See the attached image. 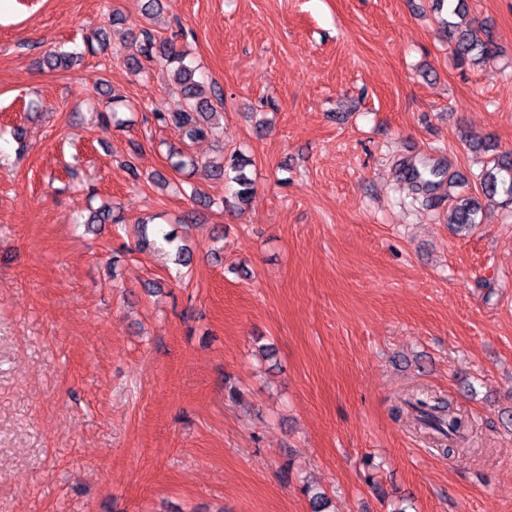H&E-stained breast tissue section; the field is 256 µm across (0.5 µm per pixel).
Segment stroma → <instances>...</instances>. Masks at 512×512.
I'll use <instances>...</instances> for the list:
<instances>
[{
	"label": "stroma",
	"instance_id": "1",
	"mask_svg": "<svg viewBox=\"0 0 512 512\" xmlns=\"http://www.w3.org/2000/svg\"><path fill=\"white\" fill-rule=\"evenodd\" d=\"M464 2L478 68L433 0H0V512H311L307 480L332 512H512V203L447 224L512 154V0ZM146 28L221 88L220 140L155 120L181 92L125 68ZM172 147L243 153L250 204ZM418 384L473 449L393 415ZM434 1L442 4L447 2L448 19L445 24L448 28L450 37L456 38L454 51L461 61L478 64L494 56L496 53V46L490 36L485 34L486 38L481 37L476 29H473L466 22H463L465 14L462 8L463 3L460 0H458L456 5L453 3L454 0ZM454 17L460 18L461 21L454 22L449 20ZM425 172H427L426 176H424ZM443 175L444 172L435 167L425 169L424 172H421L418 168L413 167L409 173L410 179L416 183L418 190H421V193L423 194H428L436 186H438L442 180H437V178H442ZM481 209L479 199L473 196L457 198L448 211V224L454 226L456 231L470 229L477 224L476 216Z\"/></svg>",
	"mask_w": 512,
	"mask_h": 512
}]
</instances>
